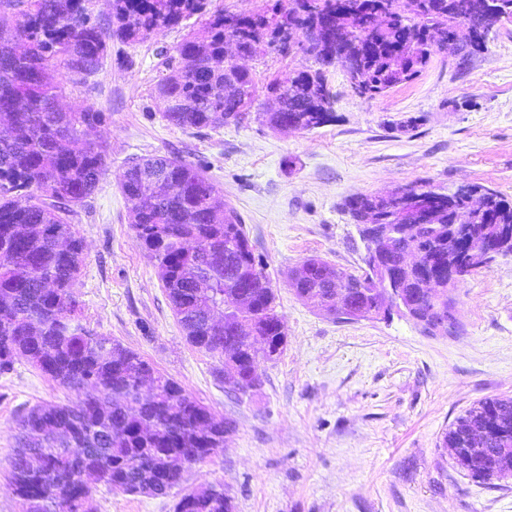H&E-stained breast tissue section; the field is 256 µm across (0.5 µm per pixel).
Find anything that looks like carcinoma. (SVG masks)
I'll list each match as a JSON object with an SVG mask.
<instances>
[{"label": "carcinoma", "instance_id": "obj_1", "mask_svg": "<svg viewBox=\"0 0 512 512\" xmlns=\"http://www.w3.org/2000/svg\"><path fill=\"white\" fill-rule=\"evenodd\" d=\"M207 2L112 0V13L104 17L92 0H0V34L9 31L23 45L0 46V374L24 360L80 395L72 405L37 406L21 416L9 473L21 512H83L92 484L100 481L113 491L166 496L201 460L199 449L224 447L234 430L136 351L81 323L71 288L84 240L66 215L94 193L105 172L107 150L87 135L111 113L60 108V86L49 74L55 68L84 83L102 69L112 41L130 44L159 34L205 13ZM297 2L263 0L244 22L224 10L209 13L152 88L151 97L164 105L162 118L185 130L239 124L263 96L276 103L262 113L271 128L310 131L334 118L323 68L336 55L358 60L354 79L374 98L419 76L460 21H470L478 36L463 45L465 62L486 48L484 14L512 17V0H388L389 18L361 9L362 0H316L319 68L299 71L286 83H261L224 62L227 42L251 57L282 53L281 28L312 30L297 15ZM121 189L130 224L155 262L186 340L224 361L228 391L257 389L260 364L284 353L287 332L237 212L216 205V187L202 168L176 158L132 163ZM428 194L440 201L413 218L378 195L344 202L356 224L409 225L382 263L403 285L409 311L422 317L448 307V257L457 250L448 225L468 227L473 248L499 225L512 227V202L494 190ZM473 195L486 209L469 208ZM288 284L339 322L359 321L389 303L382 282L368 272L319 258L292 269ZM226 309L243 330L217 324L215 314ZM145 377L153 389L144 397ZM442 447L477 483L494 480V469L512 471V397L479 402L445 432ZM175 512H234V504L224 490L207 489L182 496Z\"/></svg>", "mask_w": 512, "mask_h": 512}]
</instances>
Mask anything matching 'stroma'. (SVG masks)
Segmentation results:
<instances>
[{
  "mask_svg": "<svg viewBox=\"0 0 512 512\" xmlns=\"http://www.w3.org/2000/svg\"><path fill=\"white\" fill-rule=\"evenodd\" d=\"M202 21L197 14L143 42L113 43L97 75L64 84L63 106L112 115L90 134L108 149L107 169L70 216L85 242L73 291L87 327L137 351L235 430L169 496L99 482L85 512H175L182 495L210 486L223 487L236 512H512V479L475 483L440 446L480 400L512 396V257L456 288L461 329L452 335L425 334L398 314L337 322L286 277L311 256L359 271L365 245L341 208L346 197L480 185L512 201V23L468 69L457 71L453 50H438L421 76L373 99L353 93L341 65L329 67L335 118L311 131H277L253 116L182 130L162 119L150 91ZM243 65L285 80L315 62L270 51ZM148 156L206 170L277 295L288 345L261 364L251 394L228 393L219 358L186 341L128 221L122 176L129 160ZM75 400L28 363L0 375V512H19L8 480L19 417Z\"/></svg>",
  "mask_w": 512,
  "mask_h": 512,
  "instance_id": "stroma-1",
  "label": "stroma"
}]
</instances>
